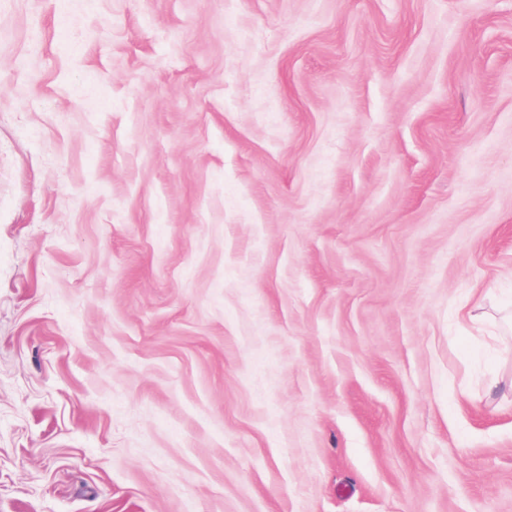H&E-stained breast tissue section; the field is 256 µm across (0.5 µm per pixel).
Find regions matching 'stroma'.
Masks as SVG:
<instances>
[{
	"label": "stroma",
	"mask_w": 512,
	"mask_h": 512,
	"mask_svg": "<svg viewBox=\"0 0 512 512\" xmlns=\"http://www.w3.org/2000/svg\"><path fill=\"white\" fill-rule=\"evenodd\" d=\"M0 512H512V0H0Z\"/></svg>",
	"instance_id": "stroma-1"
}]
</instances>
